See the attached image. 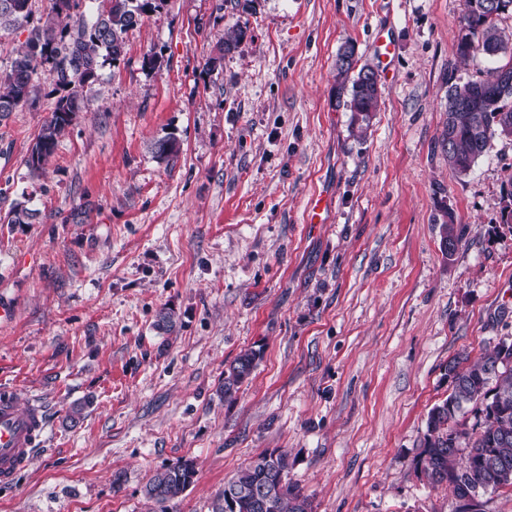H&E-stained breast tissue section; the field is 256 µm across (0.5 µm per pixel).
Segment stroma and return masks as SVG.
<instances>
[{"instance_id": "obj_1", "label": "stroma", "mask_w": 512, "mask_h": 512, "mask_svg": "<svg viewBox=\"0 0 512 512\" xmlns=\"http://www.w3.org/2000/svg\"><path fill=\"white\" fill-rule=\"evenodd\" d=\"M464 0H162L105 63L40 176L25 164L56 100L0 121V389L47 433L0 512H211L263 452L314 512H455L416 465L445 374L512 336V141L464 175L442 131ZM244 39L219 71L228 29ZM392 42L390 62L375 43ZM354 44L381 98L368 126L336 103ZM163 57L161 68L144 56ZM174 134L180 151L153 157ZM325 221H306L310 197ZM464 229L443 255L444 213ZM173 311V332L158 330ZM262 350L232 398L224 370ZM194 461L158 506L144 488ZM196 469L186 460L157 471L145 487V496L157 504L179 497L194 482Z\"/></svg>"}]
</instances>
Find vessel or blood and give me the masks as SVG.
Instances as JSON below:
<instances>
[{
    "label": "vessel or blood",
    "instance_id": "1",
    "mask_svg": "<svg viewBox=\"0 0 512 512\" xmlns=\"http://www.w3.org/2000/svg\"><path fill=\"white\" fill-rule=\"evenodd\" d=\"M41 407H20L15 398L0 396V486L13 484L46 432Z\"/></svg>",
    "mask_w": 512,
    "mask_h": 512
}]
</instances>
